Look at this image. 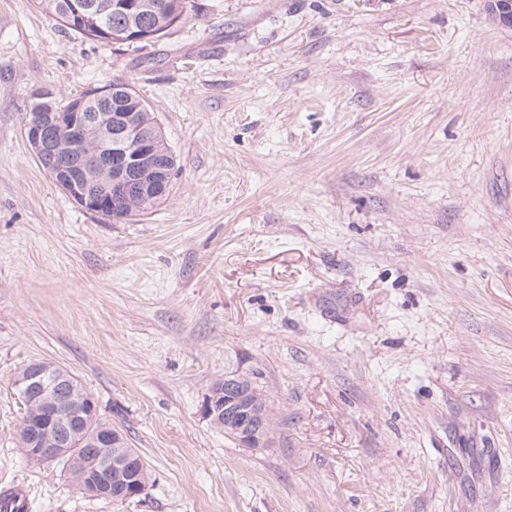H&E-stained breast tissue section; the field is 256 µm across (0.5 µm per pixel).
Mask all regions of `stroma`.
Returning <instances> with one entry per match:
<instances>
[{
    "label": "stroma",
    "mask_w": 512,
    "mask_h": 512,
    "mask_svg": "<svg viewBox=\"0 0 512 512\" xmlns=\"http://www.w3.org/2000/svg\"><path fill=\"white\" fill-rule=\"evenodd\" d=\"M115 48L0 0V481L32 512H512V25L486 0H192ZM129 83L177 156L119 222L34 157L38 91ZM71 370L151 480L117 503L17 443ZM250 378L251 448L202 412ZM13 386L19 391L17 394L24 405V414L22 419L29 418L35 424L41 420L46 421L42 409L34 414L31 411L30 403L37 401L42 407L56 406L58 403L70 402L74 408L81 409L78 414L85 422L87 417L95 419V404L89 396L77 377L68 369L46 361H35L24 365L14 376ZM22 396L26 398H22ZM97 421V420H96Z\"/></svg>",
    "instance_id": "stroma-1"
}]
</instances>
